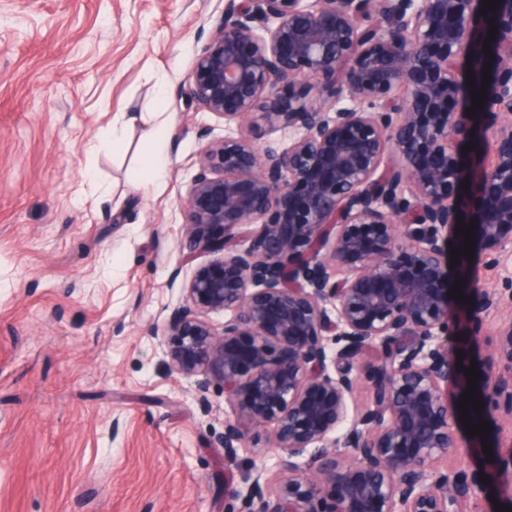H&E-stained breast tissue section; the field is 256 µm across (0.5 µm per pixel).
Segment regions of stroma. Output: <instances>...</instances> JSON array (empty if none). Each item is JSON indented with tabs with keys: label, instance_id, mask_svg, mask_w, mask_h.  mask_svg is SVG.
I'll use <instances>...</instances> for the list:
<instances>
[{
	"label": "stroma",
	"instance_id": "stroma-1",
	"mask_svg": "<svg viewBox=\"0 0 512 512\" xmlns=\"http://www.w3.org/2000/svg\"><path fill=\"white\" fill-rule=\"evenodd\" d=\"M224 0H0V512H229L241 472L269 479L279 451L249 428L224 480L214 440L231 407L220 387L201 414L171 373L163 332L181 263L182 209L224 119L183 91ZM164 95L170 165L145 190L143 126L108 140L124 112ZM465 283L512 286V264L473 251ZM512 304L450 337L462 366L498 364ZM486 442L456 431L454 463L489 474L484 443L512 448V422Z\"/></svg>",
	"mask_w": 512,
	"mask_h": 512
}]
</instances>
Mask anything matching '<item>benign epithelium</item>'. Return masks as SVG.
<instances>
[{
	"label": "benign epithelium",
	"mask_w": 512,
	"mask_h": 512,
	"mask_svg": "<svg viewBox=\"0 0 512 512\" xmlns=\"http://www.w3.org/2000/svg\"><path fill=\"white\" fill-rule=\"evenodd\" d=\"M482 0H225L189 77L190 105L288 132L258 148L228 131L200 153L183 209L186 261H211L176 295L163 353L231 414L216 444L236 463L246 426H269L279 477H243L237 512H464L483 492L457 447L460 362L440 338L453 280L440 232L459 227L451 183L472 179L461 149L493 162L472 193L492 266L512 257V0L492 11L496 73L483 120L448 106L480 40ZM466 318L503 295L465 288ZM224 313L216 324L211 313ZM505 369L484 372L483 412L512 421V320ZM369 401L353 405L359 384ZM512 484V451L493 456Z\"/></svg>",
	"instance_id": "obj_1"
}]
</instances>
